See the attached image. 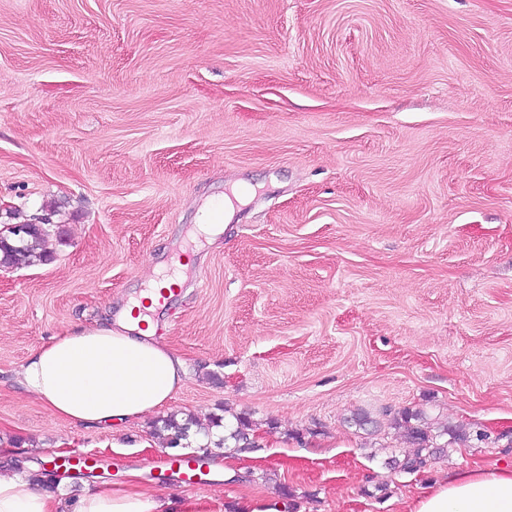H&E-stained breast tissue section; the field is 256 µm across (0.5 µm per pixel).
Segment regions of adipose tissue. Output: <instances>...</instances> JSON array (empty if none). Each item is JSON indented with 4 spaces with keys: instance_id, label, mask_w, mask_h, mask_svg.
Listing matches in <instances>:
<instances>
[{
    "instance_id": "1",
    "label": "adipose tissue",
    "mask_w": 512,
    "mask_h": 512,
    "mask_svg": "<svg viewBox=\"0 0 512 512\" xmlns=\"http://www.w3.org/2000/svg\"><path fill=\"white\" fill-rule=\"evenodd\" d=\"M153 327L120 314L116 321L56 336L20 371L25 390L57 416L109 424L144 416L169 403L186 379L183 362L157 344ZM129 482L96 484L66 500L42 490L28 473L0 472V512H227L217 498L177 499ZM403 512H512V464L474 467L447 480Z\"/></svg>"
}]
</instances>
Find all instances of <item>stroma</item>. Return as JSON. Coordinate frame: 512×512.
Segmentation results:
<instances>
[{"instance_id":"obj_1","label":"stroma","mask_w":512,"mask_h":512,"mask_svg":"<svg viewBox=\"0 0 512 512\" xmlns=\"http://www.w3.org/2000/svg\"><path fill=\"white\" fill-rule=\"evenodd\" d=\"M38 216L51 261L0 270V470L83 453L100 468L52 493L137 467L175 498L397 512L512 463V0H0V227ZM183 251L154 335L187 371L170 403L86 428L22 387ZM406 409L469 439L392 473ZM172 414L247 416L258 447L177 487ZM225 217L226 210H224V201L223 204L208 203L201 209L199 224H202L201 229L207 235H215L219 233V229H217L218 224L224 223Z\"/></svg>"}]
</instances>
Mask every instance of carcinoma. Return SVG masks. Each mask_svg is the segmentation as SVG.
I'll use <instances>...</instances> for the list:
<instances>
[{
  "mask_svg": "<svg viewBox=\"0 0 512 512\" xmlns=\"http://www.w3.org/2000/svg\"><path fill=\"white\" fill-rule=\"evenodd\" d=\"M47 237L48 231L39 224L31 227L28 235L22 240L1 238L0 254L4 255V259L0 263L6 267L18 268L51 260L52 255L45 248ZM191 425H193V418L189 417L180 422L171 415L162 420V425L155 428V432L167 433V440L174 448L187 439ZM396 425L402 428L403 436L412 446V450L401 458L396 456L390 458L388 461L390 469L398 473L413 474L425 468L430 460L445 454L448 444H441L437 439L447 434L448 429L441 430L432 426L423 414L405 411L400 420L396 421ZM252 427L253 423L247 417H236V426L215 443V447L231 446L235 451L259 447V444L250 442Z\"/></svg>",
  "mask_w": 512,
  "mask_h": 512,
  "instance_id": "obj_1",
  "label": "carcinoma"
}]
</instances>
